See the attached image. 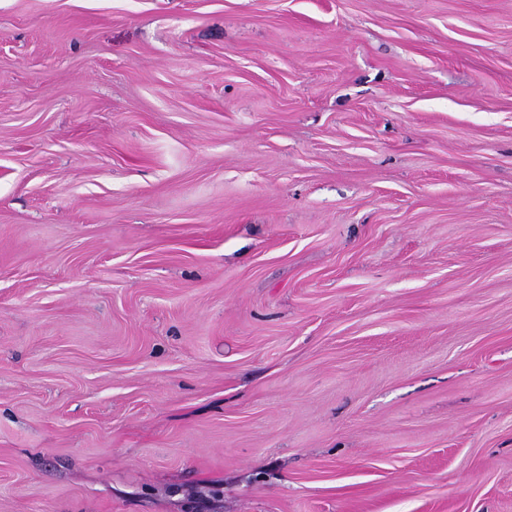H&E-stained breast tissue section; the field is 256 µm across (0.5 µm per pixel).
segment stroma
I'll return each instance as SVG.
<instances>
[{
	"instance_id": "1",
	"label": "stroma",
	"mask_w": 512,
	"mask_h": 512,
	"mask_svg": "<svg viewBox=\"0 0 512 512\" xmlns=\"http://www.w3.org/2000/svg\"><path fill=\"white\" fill-rule=\"evenodd\" d=\"M0 512H512V0H0Z\"/></svg>"
}]
</instances>
